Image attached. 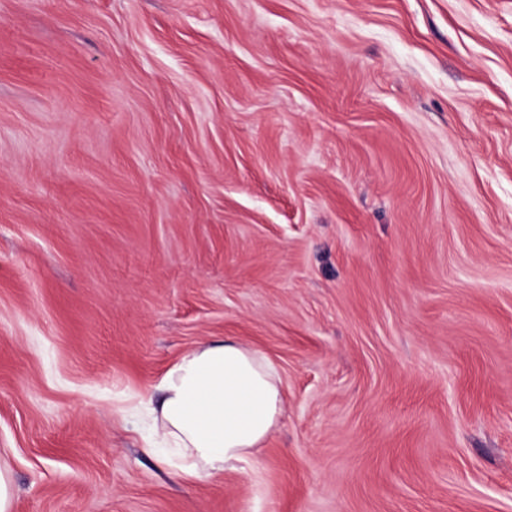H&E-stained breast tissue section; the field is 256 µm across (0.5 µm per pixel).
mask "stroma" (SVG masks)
<instances>
[{"label": "stroma", "mask_w": 512, "mask_h": 512, "mask_svg": "<svg viewBox=\"0 0 512 512\" xmlns=\"http://www.w3.org/2000/svg\"><path fill=\"white\" fill-rule=\"evenodd\" d=\"M236 337L285 413L186 484L136 399ZM13 512H512V0H0Z\"/></svg>", "instance_id": "1"}]
</instances>
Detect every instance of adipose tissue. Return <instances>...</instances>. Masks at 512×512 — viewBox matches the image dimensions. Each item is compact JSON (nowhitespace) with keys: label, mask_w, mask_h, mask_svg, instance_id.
<instances>
[{"label":"adipose tissue","mask_w":512,"mask_h":512,"mask_svg":"<svg viewBox=\"0 0 512 512\" xmlns=\"http://www.w3.org/2000/svg\"><path fill=\"white\" fill-rule=\"evenodd\" d=\"M148 409V449L202 481L241 471L276 430L283 414L282 378L261 351L228 338L185 352L158 384Z\"/></svg>","instance_id":"ef3b65f1"}]
</instances>
